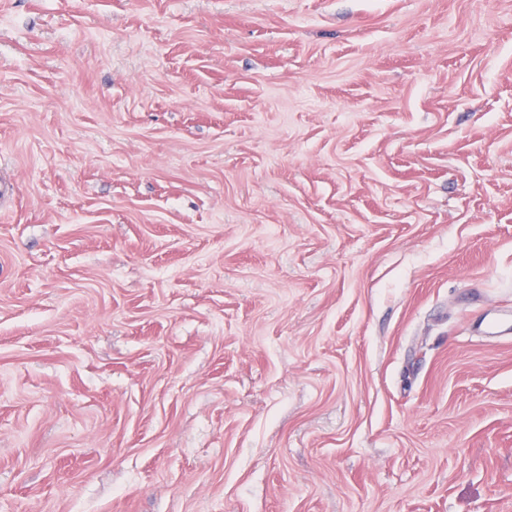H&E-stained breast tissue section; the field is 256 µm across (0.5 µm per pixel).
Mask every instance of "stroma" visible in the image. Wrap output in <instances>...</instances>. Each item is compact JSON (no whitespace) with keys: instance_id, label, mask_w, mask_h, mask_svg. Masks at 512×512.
Wrapping results in <instances>:
<instances>
[{"instance_id":"35a3bbf8","label":"stroma","mask_w":512,"mask_h":512,"mask_svg":"<svg viewBox=\"0 0 512 512\" xmlns=\"http://www.w3.org/2000/svg\"><path fill=\"white\" fill-rule=\"evenodd\" d=\"M0 512H512V0H0Z\"/></svg>"}]
</instances>
